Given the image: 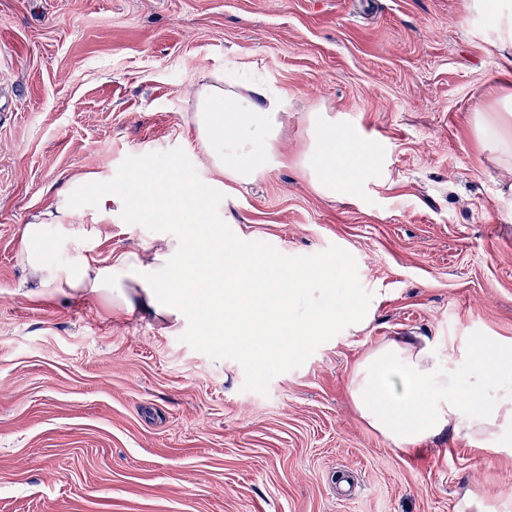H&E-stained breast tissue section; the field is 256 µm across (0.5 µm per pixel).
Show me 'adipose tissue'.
Returning <instances> with one entry per match:
<instances>
[{"instance_id":"1","label":"adipose tissue","mask_w":512,"mask_h":512,"mask_svg":"<svg viewBox=\"0 0 512 512\" xmlns=\"http://www.w3.org/2000/svg\"><path fill=\"white\" fill-rule=\"evenodd\" d=\"M468 10L494 16L493 45L512 49V0H469ZM284 106L283 96L259 86L244 95L220 76L198 89L192 122L216 175L208 188L172 182L151 165L121 189L97 173L71 178L53 204L21 227L27 297L97 299L166 330L188 313L203 314L209 335L244 340V353L260 368L294 357L310 340L363 329L374 301L349 287L345 265L287 264L225 249L224 224L211 213L209 198L223 191L225 180L247 183L264 173ZM475 122L482 140L512 156V91L503 92L493 115L476 108ZM308 138L303 172L327 197H353L382 154L380 143L328 120L317 106L308 110ZM116 211L128 223L159 226L157 238L101 254L91 227ZM168 224L183 225V234L168 235ZM52 230L66 247L57 261L47 256ZM465 363L474 366L467 376L460 373ZM348 393L359 418L404 451L446 431L475 445L512 446V342L490 336L389 340L356 363Z\"/></svg>"}]
</instances>
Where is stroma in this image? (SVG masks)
<instances>
[{
  "label": "stroma",
  "mask_w": 512,
  "mask_h": 512,
  "mask_svg": "<svg viewBox=\"0 0 512 512\" xmlns=\"http://www.w3.org/2000/svg\"><path fill=\"white\" fill-rule=\"evenodd\" d=\"M490 28L468 0H0V512H512V453L448 431L401 451L348 394L379 343L512 339V163L474 127L512 88ZM230 71L286 107L270 168L211 201L226 248L346 260L370 324L260 369L194 317L25 297L21 226L73 176L212 179L191 117ZM312 105L383 146L354 201L303 173ZM99 232L106 254L157 228Z\"/></svg>",
  "instance_id": "obj_1"
}]
</instances>
